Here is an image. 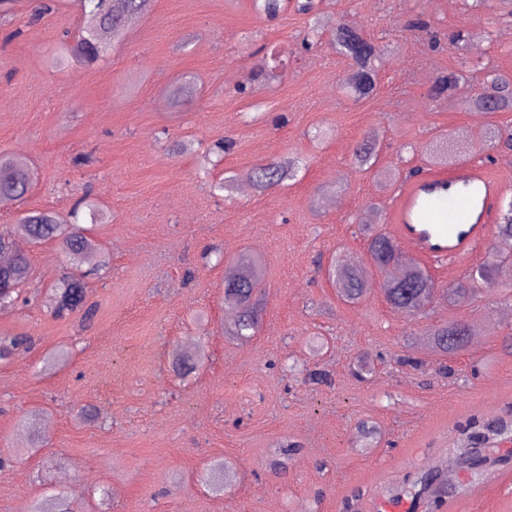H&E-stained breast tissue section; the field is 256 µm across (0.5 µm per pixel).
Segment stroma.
I'll return each mask as SVG.
<instances>
[{
	"instance_id": "stroma-1",
	"label": "stroma",
	"mask_w": 512,
	"mask_h": 512,
	"mask_svg": "<svg viewBox=\"0 0 512 512\" xmlns=\"http://www.w3.org/2000/svg\"><path fill=\"white\" fill-rule=\"evenodd\" d=\"M334 18L311 49L309 18L286 7L271 20L251 0H151L128 20L94 66L52 62L63 32L83 19L57 0L40 20V0H14L0 18V155L23 156L36 173L28 194L0 208V229L23 213L67 216L83 195L105 217L90 224L110 264L88 281L89 319L54 317L43 302L0 311V334L34 344L0 362V512H29L50 488L86 512H380L390 488L419 472L455 471L439 503L398 499L401 512H512V436L490 447L483 480L456 471L448 455L471 422L512 424V278L497 276L466 307L434 304L410 319L392 309L371 275L360 303L340 301L326 276L336 253L360 260L366 243L356 217L383 203V229L427 148L480 160L501 186L500 222L512 200V111L461 110L470 84L433 98L439 74L459 53L448 33L491 31L483 55L512 72V0H316ZM430 31L412 30L415 19ZM345 21L375 43L393 42L372 96L356 100L340 82L346 58L334 49ZM24 29L12 38L14 29ZM284 63L278 82L251 81L267 56ZM193 77L196 94L174 103L170 89ZM381 135L374 168L356 169L352 150L370 129ZM232 140L221 153L218 142ZM90 155L75 167L73 159ZM298 158L285 185L260 189L249 171ZM399 169L396 183L382 173ZM233 178L231 191L213 187ZM47 291L66 270L57 241L19 240ZM263 258V324L249 343L230 341L236 314L224 305V276L237 257ZM479 325L467 351L439 371L422 335L435 324ZM204 351L198 378L180 381L173 350ZM61 350L64 365L44 370ZM373 371L353 373L359 357ZM329 373L308 381L307 370ZM97 410L79 420L78 410ZM36 417L48 442L32 451L22 419ZM364 420L377 443L357 445ZM299 448L283 458L279 445ZM221 461L224 494L197 478Z\"/></svg>"
}]
</instances>
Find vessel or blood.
<instances>
[{"label": "vessel or blood", "instance_id": "b4317fda", "mask_svg": "<svg viewBox=\"0 0 512 512\" xmlns=\"http://www.w3.org/2000/svg\"><path fill=\"white\" fill-rule=\"evenodd\" d=\"M499 196V184L470 162L423 176L395 207L400 249L455 268L457 259L484 247Z\"/></svg>", "mask_w": 512, "mask_h": 512}]
</instances>
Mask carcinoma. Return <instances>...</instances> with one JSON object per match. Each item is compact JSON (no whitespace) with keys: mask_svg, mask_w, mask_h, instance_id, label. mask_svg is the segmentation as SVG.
I'll list each match as a JSON object with an SVG mask.
<instances>
[{"mask_svg":"<svg viewBox=\"0 0 512 512\" xmlns=\"http://www.w3.org/2000/svg\"><path fill=\"white\" fill-rule=\"evenodd\" d=\"M257 13L268 19L278 16L285 0H253ZM149 0H115L108 8L98 4V0L85 2V29L87 35L64 33L58 42L55 60L73 61L91 66L101 57L102 48L110 41H119L125 35L126 20L147 10ZM336 50L349 60V67H358L372 77L377 76L388 53L384 46L372 40L357 41L342 27H336ZM485 80L480 91L465 100V106L482 111L486 115L512 110V74L502 72L493 65L484 66ZM463 78L460 71H450L436 78L432 95L442 96L454 90ZM346 94L356 98H366L375 86L361 85L351 72L341 80ZM379 132L372 131L353 150V163L361 170L373 166ZM298 166L293 161H273L253 168L249 178L261 188H269L292 179ZM33 184L30 170L17 164L9 156L0 157V197L19 199ZM77 201L64 220L52 211L29 212L9 230L0 231V256L7 260L0 262V310L18 303L27 304L37 298V294L27 292L32 278V267L27 254L19 249L16 236H24L30 243L38 244L53 239L60 243L62 252L72 269L48 292L51 310L59 318L69 317L85 309L86 293L84 278L98 272L109 263V257L99 244L84 229L76 224L80 205ZM360 230L366 242V251L380 265H385L397 250L395 239L386 232L377 230L374 224H362ZM492 262L478 269V276L456 280L447 285L435 281L420 262L413 259L397 266L398 274L387 276L383 284L386 302L394 310L407 317L426 313L427 307L440 298L452 306L469 304L478 294L477 284L493 279L496 263L512 259V217L504 224L497 225L486 245ZM328 281L336 290L338 299L345 303L357 304L369 293L367 270L359 262L336 259L328 268ZM224 283V304L234 308L236 319L230 336L241 342H249L257 333L264 311L265 271L263 260L251 253H244L236 260L235 272L229 274ZM454 323L438 324L428 332L431 348L440 356L457 355L466 350L469 342L453 338ZM31 343L27 336H0V361L12 357L23 345ZM202 365V358L181 352L172 355L174 372L182 378L194 373ZM458 467L470 472L474 477L484 475L479 461L471 454L466 443L452 449ZM228 476L224 465L218 464L209 470V489L221 494L224 492ZM31 512H74V505L66 492L55 490L44 494L31 506Z\"/></svg>","mask_w":512,"mask_h":512,"instance_id":"cac0c4a2","label":"carcinoma"}]
</instances>
